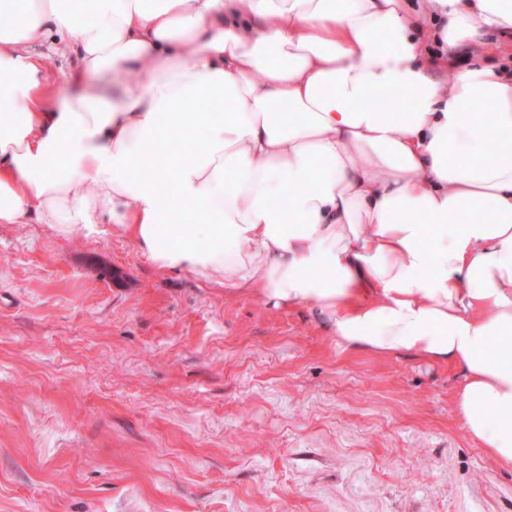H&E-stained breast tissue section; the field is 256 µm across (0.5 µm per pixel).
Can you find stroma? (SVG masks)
I'll list each match as a JSON object with an SVG mask.
<instances>
[{"instance_id":"1","label":"stroma","mask_w":512,"mask_h":512,"mask_svg":"<svg viewBox=\"0 0 512 512\" xmlns=\"http://www.w3.org/2000/svg\"><path fill=\"white\" fill-rule=\"evenodd\" d=\"M458 378L122 235L0 224V512H512Z\"/></svg>"}]
</instances>
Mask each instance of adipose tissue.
<instances>
[{"label":"adipose tissue","instance_id":"ef3b65f1","mask_svg":"<svg viewBox=\"0 0 512 512\" xmlns=\"http://www.w3.org/2000/svg\"><path fill=\"white\" fill-rule=\"evenodd\" d=\"M4 14L0 224L115 232L161 273L309 305L344 350L453 365L463 429L512 467V73L480 57L512 33V0ZM434 20L476 53L447 85L423 56ZM43 45L72 59L69 95ZM129 70L116 103L93 81Z\"/></svg>","mask_w":512,"mask_h":512}]
</instances>
